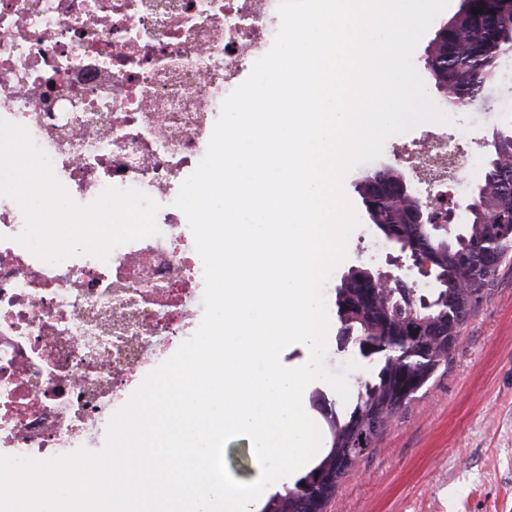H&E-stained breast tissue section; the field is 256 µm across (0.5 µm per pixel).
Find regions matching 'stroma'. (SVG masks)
<instances>
[{"mask_svg": "<svg viewBox=\"0 0 512 512\" xmlns=\"http://www.w3.org/2000/svg\"><path fill=\"white\" fill-rule=\"evenodd\" d=\"M485 114L461 108L450 123L424 122L390 137L380 158L354 169L344 190L355 209L365 175L408 168L409 150L433 133L452 136L465 163L452 184L455 199L470 197L483 173L496 129L487 115L512 111V53L486 93ZM397 250L377 228L362 222L350 237L346 259L325 286L329 313L327 366L340 370L350 353L337 348L340 323L336 287L353 268L389 272ZM326 512H512V256L500 267L476 313L468 320L448 368L422 389L377 447L342 482Z\"/></svg>", "mask_w": 512, "mask_h": 512, "instance_id": "1", "label": "stroma"}]
</instances>
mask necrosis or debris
I'll list each match as a JSON object with an SVG mask.
<instances>
[{
    "instance_id": "necrosis-or-debris-1",
    "label": "necrosis or debris",
    "mask_w": 512,
    "mask_h": 512,
    "mask_svg": "<svg viewBox=\"0 0 512 512\" xmlns=\"http://www.w3.org/2000/svg\"><path fill=\"white\" fill-rule=\"evenodd\" d=\"M0 0V118L73 200L165 199L159 235L43 262L0 197V455L97 447L112 414L201 324L203 263L174 201L223 100L271 48L279 0Z\"/></svg>"
}]
</instances>
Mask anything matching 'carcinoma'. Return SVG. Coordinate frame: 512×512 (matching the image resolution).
<instances>
[{
    "instance_id": "cac0c4a2",
    "label": "carcinoma",
    "mask_w": 512,
    "mask_h": 512,
    "mask_svg": "<svg viewBox=\"0 0 512 512\" xmlns=\"http://www.w3.org/2000/svg\"><path fill=\"white\" fill-rule=\"evenodd\" d=\"M479 8L463 5L430 44L426 71L434 84L451 88V108L482 95L486 83L497 79L500 59L512 44V0H499L491 12L472 13ZM499 131L485 169V179L497 191L477 195L473 223L451 239L413 223L397 205L398 169L389 167L358 184L370 223L408 255H417L439 288L433 300L414 299L397 313L395 301L412 289L382 288L362 268L343 277L336 288L340 327L352 330L349 345L374 366L373 376L360 382L356 402L345 410L321 392L314 395L330 434L327 452L293 485L270 496L262 512H325L343 480L416 394L448 368L465 323L512 252V235L501 233V225H512V114L502 117Z\"/></svg>"
}]
</instances>
